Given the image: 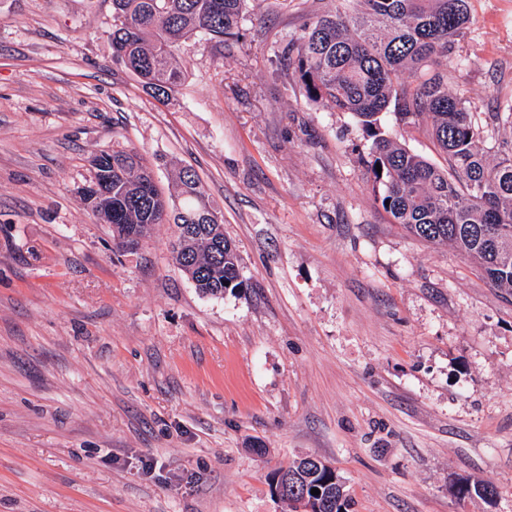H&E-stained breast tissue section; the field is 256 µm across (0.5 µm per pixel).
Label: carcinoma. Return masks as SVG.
<instances>
[{
  "label": "carcinoma",
  "mask_w": 512,
  "mask_h": 512,
  "mask_svg": "<svg viewBox=\"0 0 512 512\" xmlns=\"http://www.w3.org/2000/svg\"><path fill=\"white\" fill-rule=\"evenodd\" d=\"M246 0H112L116 24L112 53L155 97L169 98L187 77L180 47L202 33L219 43L238 34ZM469 22V0H340L335 10L306 24L281 51V73L297 75L305 98L354 115L373 136L368 171L382 207L412 236L449 242L474 261L495 288L512 292V106L495 116L501 138L489 161L485 124L448 90L443 62ZM394 106L400 122L427 120L447 157L440 168L378 131L380 114ZM381 170H376V166ZM92 181L111 193L85 208L111 225L112 238H148L173 222L175 264L203 294L222 297L244 287L236 246L206 199L196 173L175 174L180 207L157 188L134 150H114L91 160ZM288 474L291 509L311 489L321 491V512H349L351 498L335 469L308 467L299 457ZM460 498L493 501L491 483L463 479Z\"/></svg>",
  "instance_id": "1"
}]
</instances>
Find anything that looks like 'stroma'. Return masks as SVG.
<instances>
[{"instance_id": "stroma-1", "label": "stroma", "mask_w": 512, "mask_h": 512, "mask_svg": "<svg viewBox=\"0 0 512 512\" xmlns=\"http://www.w3.org/2000/svg\"><path fill=\"white\" fill-rule=\"evenodd\" d=\"M336 6L247 0L237 37L183 43L161 101L112 58V0H0V512H288L269 476L302 454L354 512H512V295L395 224L365 127L278 74ZM469 10L448 88L493 141L512 0ZM428 129L380 117L444 165ZM123 148L165 194L195 170L244 289L201 294L169 224L114 249L77 190ZM454 493L459 498L476 496L488 501H494L497 496V491L493 484L479 481L474 482L469 479L457 482L454 487Z\"/></svg>"}]
</instances>
